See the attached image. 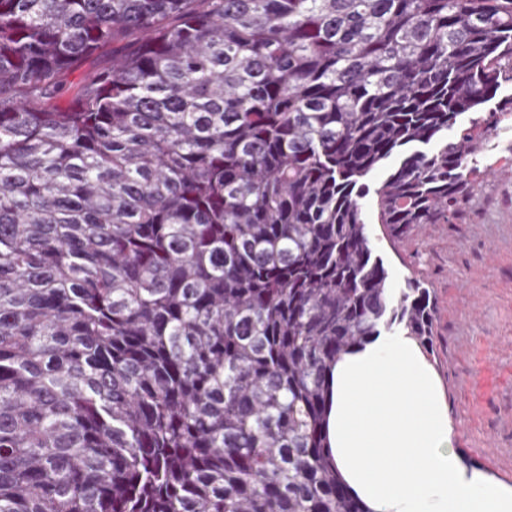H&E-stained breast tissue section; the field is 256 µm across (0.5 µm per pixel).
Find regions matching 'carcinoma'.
I'll return each mask as SVG.
<instances>
[{"label":"carcinoma","instance_id":"1","mask_svg":"<svg viewBox=\"0 0 512 512\" xmlns=\"http://www.w3.org/2000/svg\"><path fill=\"white\" fill-rule=\"evenodd\" d=\"M509 83L512 0H0V512H365L327 372L432 307L363 179L450 223Z\"/></svg>","mask_w":512,"mask_h":512}]
</instances>
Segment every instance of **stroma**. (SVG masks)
<instances>
[{
    "mask_svg": "<svg viewBox=\"0 0 512 512\" xmlns=\"http://www.w3.org/2000/svg\"><path fill=\"white\" fill-rule=\"evenodd\" d=\"M512 121L484 134L473 161L484 177L457 219L397 237L379 224L374 196L361 201L376 256L398 296L408 279L428 288L434 318L423 352L436 370L470 465L512 482Z\"/></svg>",
    "mask_w": 512,
    "mask_h": 512,
    "instance_id": "stroma-1",
    "label": "stroma"
}]
</instances>
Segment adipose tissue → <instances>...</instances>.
I'll return each mask as SVG.
<instances>
[{
	"instance_id": "1",
	"label": "adipose tissue",
	"mask_w": 512,
	"mask_h": 512,
	"mask_svg": "<svg viewBox=\"0 0 512 512\" xmlns=\"http://www.w3.org/2000/svg\"><path fill=\"white\" fill-rule=\"evenodd\" d=\"M325 430L342 482L367 512H512V483L456 451L439 378L405 330L339 356Z\"/></svg>"
}]
</instances>
